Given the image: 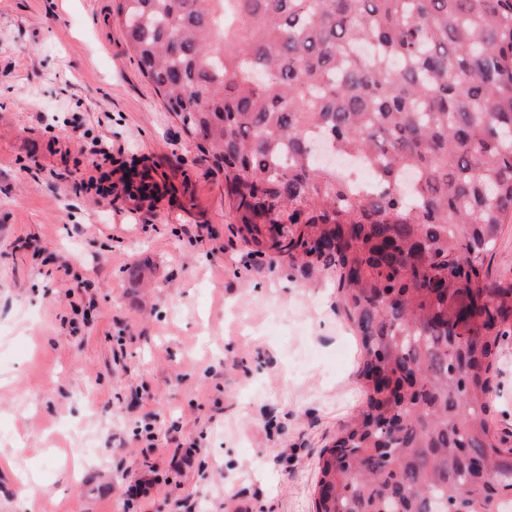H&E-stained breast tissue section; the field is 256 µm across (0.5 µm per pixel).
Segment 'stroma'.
<instances>
[{"label": "stroma", "mask_w": 512, "mask_h": 512, "mask_svg": "<svg viewBox=\"0 0 512 512\" xmlns=\"http://www.w3.org/2000/svg\"><path fill=\"white\" fill-rule=\"evenodd\" d=\"M98 136L108 198L86 189ZM334 281L252 253L113 0H0V512H315L364 405ZM497 382L512 432V337Z\"/></svg>", "instance_id": "1"}]
</instances>
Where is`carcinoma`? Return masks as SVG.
I'll return each instance as SVG.
<instances>
[{
	"mask_svg": "<svg viewBox=\"0 0 512 512\" xmlns=\"http://www.w3.org/2000/svg\"><path fill=\"white\" fill-rule=\"evenodd\" d=\"M167 111L224 170L268 261L336 276L361 418L323 451L315 512H506L490 411L512 284V0H115ZM357 156L326 167L315 141ZM489 265V277L492 281L512 282V229L506 230L493 257L486 260Z\"/></svg>",
	"mask_w": 512,
	"mask_h": 512,
	"instance_id": "cac0c4a2",
	"label": "carcinoma"
}]
</instances>
